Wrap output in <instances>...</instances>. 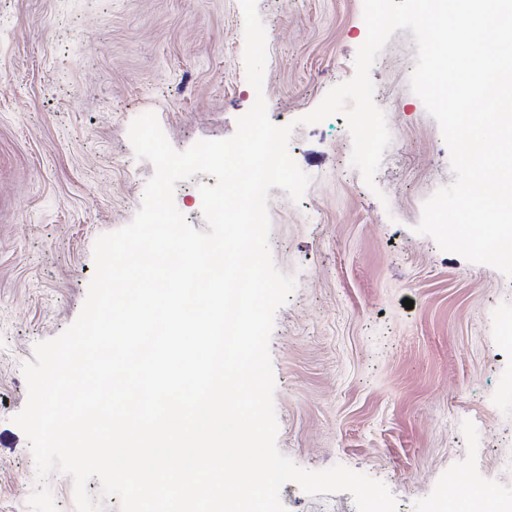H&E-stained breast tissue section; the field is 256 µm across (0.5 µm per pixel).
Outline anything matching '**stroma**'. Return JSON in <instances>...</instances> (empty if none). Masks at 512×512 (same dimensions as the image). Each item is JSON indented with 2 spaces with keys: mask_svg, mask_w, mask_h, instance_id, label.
<instances>
[{
  "mask_svg": "<svg viewBox=\"0 0 512 512\" xmlns=\"http://www.w3.org/2000/svg\"><path fill=\"white\" fill-rule=\"evenodd\" d=\"M270 120L310 177L269 192L275 266L296 280L269 352L278 449L299 467L341 464L382 481L396 512H446L474 488L512 496V278L418 234L424 202L453 181L436 120L410 88L416 45L399 30L375 62L391 134L368 188L343 117L313 124L355 74L363 0H257ZM240 0H0V512H31L35 462L13 423L37 343L78 317L96 239L132 222L151 162L132 121L155 113L174 149L231 137L255 101ZM174 202L206 230L200 185ZM412 300L405 308L404 300ZM287 512H357L351 494L280 492Z\"/></svg>",
  "mask_w": 512,
  "mask_h": 512,
  "instance_id": "obj_1",
  "label": "stroma"
}]
</instances>
